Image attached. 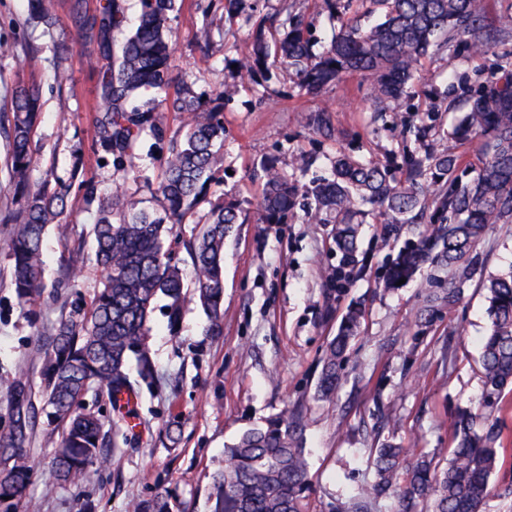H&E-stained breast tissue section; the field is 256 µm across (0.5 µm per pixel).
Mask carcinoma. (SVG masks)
Instances as JSON below:
<instances>
[{
	"mask_svg": "<svg viewBox=\"0 0 512 512\" xmlns=\"http://www.w3.org/2000/svg\"><path fill=\"white\" fill-rule=\"evenodd\" d=\"M26 23L43 27L56 59L55 78L67 81L64 60L70 47L55 34L57 0H25ZM223 0L222 17L230 25L254 27L246 51L229 60L257 100L271 84L289 79L297 95L315 96L343 74L370 81V98L384 108L424 96L429 80L426 60L495 51L484 82L459 104L462 116L448 131L436 124L432 102L417 106L428 122L419 138L439 134L441 143L421 151L403 150L401 176L372 160L338 150L327 156L331 177L301 187L276 160L260 162L259 224H283L298 197L310 200L311 216L335 225L334 240L342 264L333 277L348 280L357 263L359 224L371 206L387 232L407 228L416 238L399 249L378 277L390 292L431 268V290L416 322L431 328L439 312L454 311L474 271L473 251L495 224H512V0H501V21L490 17L488 0ZM184 0H138L135 23L126 27L125 0H67V11L83 40L97 47L92 61L99 70L94 116V149L111 160L115 173L148 135L159 147L160 178L149 187L155 205L124 190L102 192L92 178L80 181L95 221L86 231L94 263L103 272L90 302L62 306L60 317L38 339L40 383L20 374L0 382L8 429L0 432V512H16L32 476L29 447L40 418L62 430H44L52 448L55 480L83 479L89 468L108 458L107 449L128 444L135 408L119 396L135 394L131 362L139 380L153 386L157 370L146 344L147 323L156 301L167 300L170 329L185 306L196 300L209 318L207 333L224 332V243L244 212L243 201L224 195L211 201L209 190L224 160V97L205 95L195 82L173 77L175 46L171 15ZM325 12L338 21L322 54L307 11ZM376 17L364 26L361 19ZM154 90L156 95L143 96ZM40 92L35 84L14 88L7 126L3 127L10 204L0 213L6 225L8 277L17 298L34 306L45 288L44 241L49 226L67 213L70 180L30 182L35 163L33 138L39 119ZM308 122L323 138L333 136L330 109L312 110ZM480 143L476 178L461 183L465 167L460 148ZM201 228L183 246L194 269V291L187 294L181 259L173 249L178 224ZM489 303L490 332L481 352L484 391L481 410H462L449 431L446 465L421 453L403 466L404 448L390 441L369 451L374 480L336 512H374L379 501L398 499L399 512H483L492 479L505 464L503 392L512 387V271L482 282ZM362 305L352 303L336 336L326 345L315 394L336 393L351 341L360 332ZM107 397L113 417L105 424L85 397ZM305 415L299 407L283 410L259 428L244 432L224 449V468L212 476L213 512H307L308 459L304 448ZM131 512H171L169 491L134 502Z\"/></svg>",
	"mask_w": 512,
	"mask_h": 512,
	"instance_id": "1",
	"label": "carcinoma"
}]
</instances>
